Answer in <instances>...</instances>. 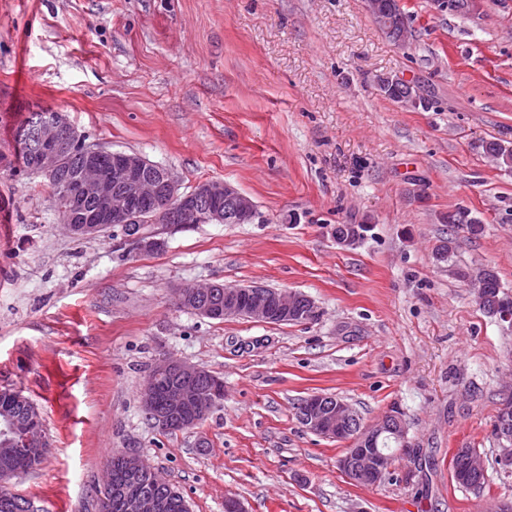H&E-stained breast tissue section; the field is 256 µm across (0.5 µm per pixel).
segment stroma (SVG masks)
<instances>
[{
    "instance_id": "35a3bbf8",
    "label": "stroma",
    "mask_w": 512,
    "mask_h": 512,
    "mask_svg": "<svg viewBox=\"0 0 512 512\" xmlns=\"http://www.w3.org/2000/svg\"><path fill=\"white\" fill-rule=\"evenodd\" d=\"M410 41L366 0H0V388L39 408L50 443L17 493L39 512H96L114 453L131 450L189 512H491L512 502L494 422L512 389V329L480 311L455 271L493 270L512 291V0L479 15L403 0ZM423 86L427 109L380 78ZM53 107L86 142L169 168L183 191L228 181L251 224H158L137 253L121 230L77 238L38 175L9 172L20 128ZM465 208L482 236L449 233ZM340 224H365L356 246ZM451 240L448 261L436 248ZM209 281L297 291L315 319L218 322L179 308ZM224 381L197 428L148 421L140 390L160 359ZM340 397L363 423L399 409L407 445L385 481L351 484L343 442L308 432L296 406ZM459 448L491 478H452ZM482 153L500 166L512 167V148L498 140L484 141L480 146ZM456 453L460 458L461 464H463V469L476 474L486 471L485 463L479 455L471 454L465 450V448L457 449ZM453 479L458 485L464 488L480 491L487 485V471L481 476H475L472 478H464L453 472Z\"/></svg>"
}]
</instances>
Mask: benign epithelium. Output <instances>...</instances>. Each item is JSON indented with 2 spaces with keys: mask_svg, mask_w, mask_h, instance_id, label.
I'll list each match as a JSON object with an SVG mask.
<instances>
[{
  "mask_svg": "<svg viewBox=\"0 0 512 512\" xmlns=\"http://www.w3.org/2000/svg\"><path fill=\"white\" fill-rule=\"evenodd\" d=\"M436 8L456 11L459 6L467 7L475 14L482 8V0H433ZM65 120L60 114L53 121L43 122L36 131L35 139L40 152L39 174L50 186L56 185V170L62 163L68 145L60 138L59 129ZM87 152V170L78 176L67 188L68 205L57 209L61 223L74 226V230L85 236H97L111 228L120 229L130 237L136 250L150 253L161 250L165 241L151 232L137 231L146 218L134 209L132 203L142 197L156 200L162 210L175 212L177 227L190 228L203 221L224 222V214L217 210L202 215L199 208L201 199H226L235 202L240 219L250 220L257 213V205L236 186L226 181H206L190 192L180 191L176 176L167 168L157 167L161 178L150 181L144 172L153 163L149 160L123 151H113L112 173H102L98 167V156L107 152L100 145L88 144L84 137L71 131ZM90 199L96 208L88 215H80L82 202ZM297 292L271 288L262 284L222 286L211 282L179 290L178 305L193 310L196 314L211 318L220 312L224 317H238L267 324L287 323L299 315ZM157 367L177 379L167 392L170 409L174 413L185 412L196 424L208 414L209 402L205 400L197 379L206 369L187 361L166 357L157 362ZM157 383L153 376L146 377L141 389V405L152 413L155 424L163 429L167 417L155 412ZM330 397L323 394L308 396L298 409V419L311 433L326 439L344 441L348 444L346 454L338 460V466L353 484L375 486L386 478L390 458L374 448L384 433L392 434L400 447H406L405 422L386 413L370 425L362 424L359 415L345 400L338 398L328 403ZM4 436L0 445L10 453L24 449L45 451L48 442L42 434V425L35 419H9L0 430ZM501 451L500 464L512 470V427L503 424L497 431ZM463 469L472 473L486 471L482 457L463 448L456 450ZM163 503L153 496L139 495L127 498L128 512H162Z\"/></svg>",
  "mask_w": 512,
  "mask_h": 512,
  "instance_id": "obj_1",
  "label": "benign epithelium"
}]
</instances>
